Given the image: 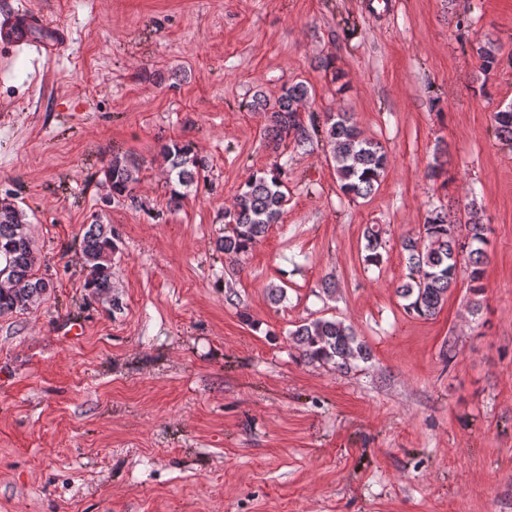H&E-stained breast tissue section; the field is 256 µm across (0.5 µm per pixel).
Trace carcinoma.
I'll use <instances>...</instances> for the list:
<instances>
[{
    "label": "carcinoma",
    "mask_w": 512,
    "mask_h": 512,
    "mask_svg": "<svg viewBox=\"0 0 512 512\" xmlns=\"http://www.w3.org/2000/svg\"><path fill=\"white\" fill-rule=\"evenodd\" d=\"M477 54L483 72L489 73L498 66L499 48L494 44L479 46ZM309 97V87L300 81L284 87L273 104L262 92H256L248 108L268 114L269 124L264 131L271 136L274 148L288 139L298 147L321 141L330 149L340 192L352 198L370 196L388 168L386 151L379 142L364 137L346 112L331 114L324 120L315 112L302 118L300 110ZM493 127L498 139L512 144V104L493 113ZM161 154L168 165L169 204L177 206L198 190L208 164L191 146L179 142L162 145ZM99 173L100 182L109 186L112 199L135 202L140 173L135 159L114 156L102 164ZM287 205L283 165L274 163L252 173L240 187L232 209L224 212V236L217 241V248L224 253L225 261L232 265L240 263L266 236L271 225L280 222ZM458 223L460 220L451 214V209L441 207L429 214L418 235L403 241L410 273L396 292L405 300L407 314L425 319L436 316L461 271L467 272L473 292L482 291L489 228L482 223L475 207L468 212L465 232L458 231ZM27 224V214L20 207L0 208V315L28 309L50 287L48 281L35 273L38 256ZM364 239V262L380 266V230L367 228ZM80 247L90 268L84 287L95 296H110L112 257L119 252V237L112 225H89ZM290 336L295 349L310 362L331 363L348 371L355 361L370 358L369 349L354 329L335 318L306 321L297 325Z\"/></svg>",
    "instance_id": "1"
}]
</instances>
